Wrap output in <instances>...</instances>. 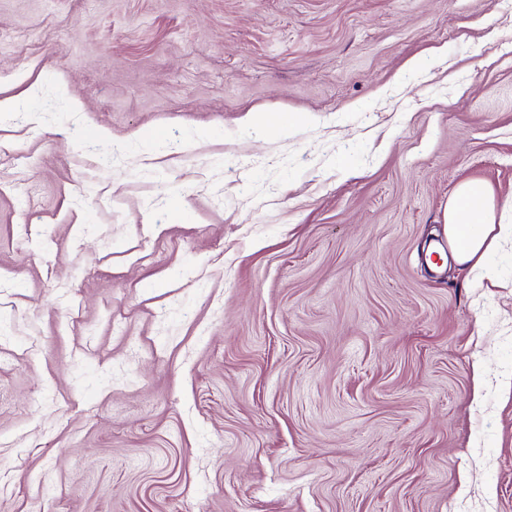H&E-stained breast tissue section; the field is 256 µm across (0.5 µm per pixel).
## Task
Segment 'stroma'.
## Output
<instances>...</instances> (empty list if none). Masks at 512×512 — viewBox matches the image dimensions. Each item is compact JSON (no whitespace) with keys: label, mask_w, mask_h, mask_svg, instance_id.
<instances>
[{"label":"stroma","mask_w":512,"mask_h":512,"mask_svg":"<svg viewBox=\"0 0 512 512\" xmlns=\"http://www.w3.org/2000/svg\"><path fill=\"white\" fill-rule=\"evenodd\" d=\"M3 97L0 512H512V8L0 0ZM444 235L450 259L458 266L477 271L482 280L495 281L490 256L505 238H512V225L497 224L492 188L477 179L463 181L448 202Z\"/></svg>","instance_id":"35a3bbf8"}]
</instances>
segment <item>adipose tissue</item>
I'll return each mask as SVG.
<instances>
[{
	"mask_svg": "<svg viewBox=\"0 0 512 512\" xmlns=\"http://www.w3.org/2000/svg\"><path fill=\"white\" fill-rule=\"evenodd\" d=\"M444 234L448 257L457 265L495 281L490 257L503 239L512 238V225L498 223L492 188L477 179L463 181L448 203Z\"/></svg>",
	"mask_w": 512,
	"mask_h": 512,
	"instance_id": "ef3b65f1",
	"label": "adipose tissue"
}]
</instances>
